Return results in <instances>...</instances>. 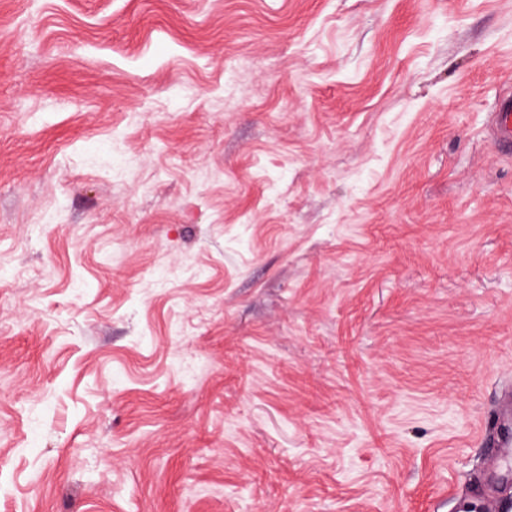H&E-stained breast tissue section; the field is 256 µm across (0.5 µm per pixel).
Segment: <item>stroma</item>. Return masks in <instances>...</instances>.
Here are the masks:
<instances>
[{
    "instance_id": "1",
    "label": "stroma",
    "mask_w": 512,
    "mask_h": 512,
    "mask_svg": "<svg viewBox=\"0 0 512 512\" xmlns=\"http://www.w3.org/2000/svg\"><path fill=\"white\" fill-rule=\"evenodd\" d=\"M512 0H0V512H512ZM489 136L496 145L512 144V93L502 94L497 102L491 116Z\"/></svg>"
}]
</instances>
